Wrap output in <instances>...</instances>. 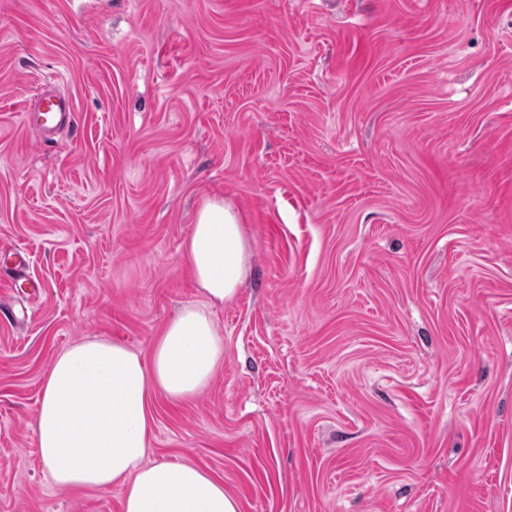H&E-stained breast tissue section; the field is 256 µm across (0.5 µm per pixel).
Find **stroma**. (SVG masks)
<instances>
[{"mask_svg": "<svg viewBox=\"0 0 512 512\" xmlns=\"http://www.w3.org/2000/svg\"><path fill=\"white\" fill-rule=\"evenodd\" d=\"M54 83L75 124L22 123ZM250 241L210 386L150 458L242 512H512V0H0V512H121L35 441L55 356L148 352L202 304L184 243Z\"/></svg>", "mask_w": 512, "mask_h": 512, "instance_id": "35a3bbf8", "label": "stroma"}]
</instances>
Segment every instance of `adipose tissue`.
I'll use <instances>...</instances> for the list:
<instances>
[{
    "mask_svg": "<svg viewBox=\"0 0 512 512\" xmlns=\"http://www.w3.org/2000/svg\"><path fill=\"white\" fill-rule=\"evenodd\" d=\"M184 255L205 306L180 309L145 354L107 338L73 344L55 357L41 386L36 444L53 482L120 487L122 512H242L223 479L189 462L147 459L156 397L191 400L224 358L206 308L232 301L248 275L237 212L223 200L205 201Z\"/></svg>",
    "mask_w": 512,
    "mask_h": 512,
    "instance_id": "1",
    "label": "adipose tissue"
}]
</instances>
